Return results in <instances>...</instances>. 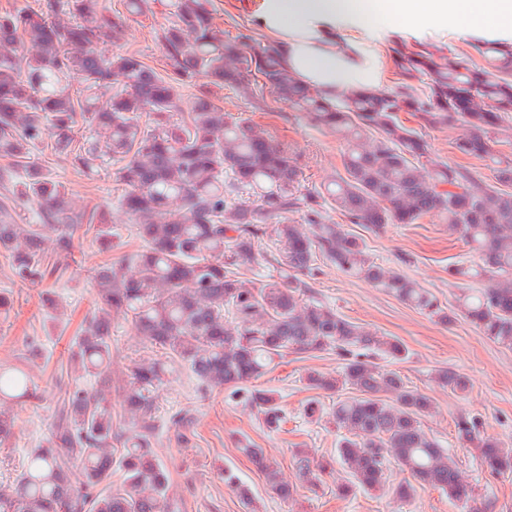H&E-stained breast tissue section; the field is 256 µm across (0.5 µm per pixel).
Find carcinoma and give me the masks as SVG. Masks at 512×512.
Instances as JSON below:
<instances>
[{
  "label": "carcinoma",
  "instance_id": "obj_1",
  "mask_svg": "<svg viewBox=\"0 0 512 512\" xmlns=\"http://www.w3.org/2000/svg\"><path fill=\"white\" fill-rule=\"evenodd\" d=\"M106 15L100 0H41L38 8L0 13V251L15 277L33 281L50 272L46 243L57 255L72 251L69 229L86 225L101 247L112 243L105 217L72 212L64 186L39 167L24 164L38 146L77 170L101 157L119 164L121 210L143 242L135 254L94 275L99 309L85 320L75 342L74 367L100 380L91 393L67 384L45 445L27 455L13 485L0 488V512H176L167 470L153 448L158 393L172 365L189 370L201 392L230 390L256 410L270 431L285 413L275 393L257 385L276 356L334 351L341 376L312 371L313 389H351L329 417L342 431L336 462L351 480L337 487L380 491L392 464L422 487L467 503L473 489L458 462L431 436L423 419L428 397L407 386L394 370L368 360L391 359L404 345L366 329L315 299L312 281L322 265L357 275L443 324L461 316L487 339L512 348V44L476 40L466 52L443 53L430 44L394 40L388 47L397 82L386 91L350 88L331 96L304 83L284 66L278 43L256 47L226 41L210 0H174L175 20L160 41L172 67L161 77L139 56L106 52L125 40L128 20L147 0H120ZM483 59L478 66L474 57ZM189 112L179 88L197 81ZM225 86L250 98L272 90L341 143V165L319 190L299 191L295 153L262 125L233 117L212 89ZM408 112L419 128L398 116ZM90 135L71 136L79 123ZM460 130L454 149L485 162L486 179L436 158L421 129ZM247 190L254 199L243 197ZM35 207L34 223L18 224L14 202ZM332 209L342 217L327 216ZM301 214V221L290 215ZM431 217L465 240L476 259L448 267L457 283L488 287L456 297L449 309L408 275L376 262L362 239L345 230L364 224L379 233L388 224ZM274 240L275 253L257 243ZM276 274L259 282L242 272L261 262ZM131 319L137 336L166 359L135 364L123 387L127 426L113 424L112 315ZM454 394L468 389L455 370L438 372ZM37 398L30 374L0 368V445L13 434L15 407ZM457 440L477 451L492 475L512 471V445L484 436L474 417L461 416ZM123 441L115 454L112 442ZM241 452L281 500L294 496L263 450ZM299 475L312 486L328 464L309 451L295 456ZM124 473L117 491L112 468ZM224 483L245 503L251 489L224 471Z\"/></svg>",
  "mask_w": 512,
  "mask_h": 512
}]
</instances>
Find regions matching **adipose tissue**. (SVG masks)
<instances>
[{
	"label": "adipose tissue",
	"instance_id": "ef3b65f1",
	"mask_svg": "<svg viewBox=\"0 0 512 512\" xmlns=\"http://www.w3.org/2000/svg\"><path fill=\"white\" fill-rule=\"evenodd\" d=\"M336 16L373 26L434 20L446 28L466 22L512 32V0H260L256 22L279 42L285 67L306 82L326 92L374 87L375 68L348 65L335 30L319 27V20Z\"/></svg>",
	"mask_w": 512,
	"mask_h": 512
}]
</instances>
